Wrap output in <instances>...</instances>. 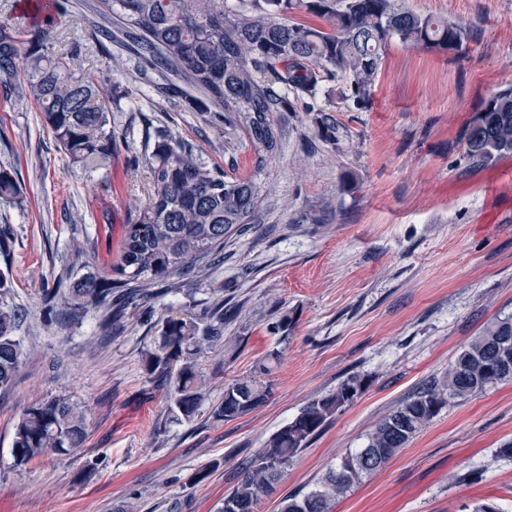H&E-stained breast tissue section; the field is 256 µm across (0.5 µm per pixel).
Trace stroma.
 I'll list each match as a JSON object with an SVG mask.
<instances>
[{
	"mask_svg": "<svg viewBox=\"0 0 512 512\" xmlns=\"http://www.w3.org/2000/svg\"><path fill=\"white\" fill-rule=\"evenodd\" d=\"M466 30L458 56L391 41L370 108L349 110L337 83L295 101L277 120L276 156L254 173L248 141L224 145V125L194 108L199 93L172 96L123 37L98 43L96 0H55L53 52L78 49L74 67L112 90V125L122 141L109 168L87 181L58 151L34 102L0 96V164L24 182L23 203L0 210L15 247L14 301L23 356L0 393V512H216L249 456L312 400L343 380L363 395L333 416L298 454L259 512L314 489L376 423L491 321L512 315V218L485 224L512 198L486 186L512 164L465 154L463 132L484 101L512 86V0H402ZM331 110L336 142L322 141L314 108ZM166 129L203 151L230 177L256 175L270 195L255 222L225 244L206 279L130 309L124 326L100 335L95 316L67 319L68 303L42 294L71 253L90 262L117 253L123 226L149 183L133 161ZM223 300L237 310L198 361L206 398L192 424L167 420L169 387L146 369L170 317L189 303ZM288 314L287 341L268 330ZM280 362L271 398L232 422L212 411L226 384L252 376L270 351ZM84 405L88 438L78 456L46 453L16 465L13 427L49 395ZM512 383L452 400L385 467L363 479L333 512H512ZM470 481L458 483L457 474Z\"/></svg>",
	"mask_w": 512,
	"mask_h": 512,
	"instance_id": "1",
	"label": "stroma"
}]
</instances>
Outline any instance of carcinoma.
Here are the masks:
<instances>
[{
  "mask_svg": "<svg viewBox=\"0 0 512 512\" xmlns=\"http://www.w3.org/2000/svg\"><path fill=\"white\" fill-rule=\"evenodd\" d=\"M96 10L131 35L155 69L204 94L220 113L224 135L240 131L257 149L253 174L229 178L178 136L167 131L157 135L142 161L150 196L124 225L116 261L106 269H89L78 251L55 278V286L44 290L47 305L67 290L69 318L79 321L92 313L104 334L124 326L127 309L137 300L180 291L186 275L207 278L224 244L254 223L263 201L255 176L279 148L282 133L274 115L291 107L290 97H313L323 83L336 81L348 108L365 111L392 39L448 55L459 54L465 40L460 26L409 10L398 0H252L250 8L231 14L214 0H97ZM302 12L325 25L297 20ZM50 39L48 29L22 39L0 27V93L33 99L58 149L90 180L117 151L115 98L91 78L75 74L74 52L49 51ZM314 123L321 139L336 144L332 116L319 113ZM463 138L466 156L479 165L512 153V87L485 102ZM19 203L18 175L0 165V206ZM11 251L6 226L0 229V261L6 266ZM10 291V273L0 269L1 390L14 382L22 355L16 339L22 312ZM223 329L222 300L191 321L172 318L166 323L159 345L164 356L149 355L147 370L164 373L170 362L180 363L170 389L171 421H194L205 399L198 357ZM505 346L512 351V316L490 323L442 377L427 380L374 426L363 448L348 455L355 477L331 469L309 493L284 498L280 512H331L336 499L406 448L448 401L474 398L490 386L512 382V366L487 370ZM278 363L279 354L273 352L258 365L257 377L225 385L212 416L231 422L267 402L273 387L262 377L271 375ZM364 392L363 380L352 376L311 401L253 455L219 512H258L262 496L273 491L292 459ZM86 439L81 406L66 395L49 396L29 405L15 423L12 455L17 464L26 465L47 452L71 455Z\"/></svg>",
  "mask_w": 512,
  "mask_h": 512,
  "instance_id": "1",
  "label": "carcinoma"
}]
</instances>
